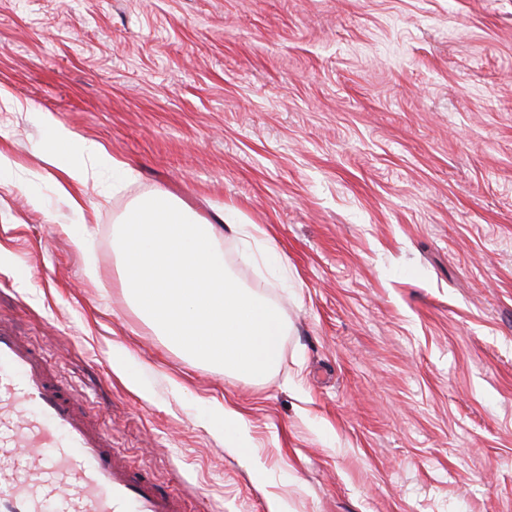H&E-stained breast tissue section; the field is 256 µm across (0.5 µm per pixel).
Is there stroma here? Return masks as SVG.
I'll return each instance as SVG.
<instances>
[{
  "label": "stroma",
  "instance_id": "obj_1",
  "mask_svg": "<svg viewBox=\"0 0 512 512\" xmlns=\"http://www.w3.org/2000/svg\"><path fill=\"white\" fill-rule=\"evenodd\" d=\"M0 88V316L186 512H512V0H0ZM158 190L276 242L223 244L290 325L266 380L130 302ZM77 141L70 131L64 127H56L54 130L53 158L62 160L74 154ZM82 154L85 155L86 160L90 163L92 168L112 169V177H114V175L128 174V170L125 169L123 165L102 152L94 143L83 144Z\"/></svg>",
  "mask_w": 512,
  "mask_h": 512
}]
</instances>
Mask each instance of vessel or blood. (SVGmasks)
<instances>
[{
    "label": "vessel or blood",
    "instance_id": "b4317fda",
    "mask_svg": "<svg viewBox=\"0 0 512 512\" xmlns=\"http://www.w3.org/2000/svg\"><path fill=\"white\" fill-rule=\"evenodd\" d=\"M0 512H184L130 467L41 350L0 319Z\"/></svg>",
    "mask_w": 512,
    "mask_h": 512
}]
</instances>
